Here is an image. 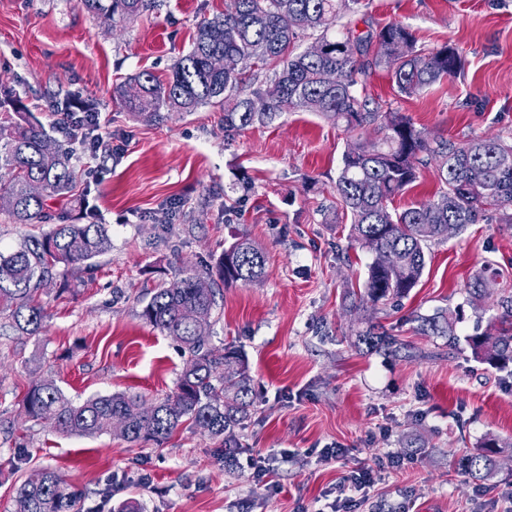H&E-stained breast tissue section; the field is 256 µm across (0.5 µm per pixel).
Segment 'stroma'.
Segmentation results:
<instances>
[{
    "label": "stroma",
    "mask_w": 512,
    "mask_h": 512,
    "mask_svg": "<svg viewBox=\"0 0 512 512\" xmlns=\"http://www.w3.org/2000/svg\"><path fill=\"white\" fill-rule=\"evenodd\" d=\"M225 0H156L153 10L112 28L77 0H0V82L50 126L69 98L99 115L109 151L77 150L75 197L105 224L107 255L67 272L42 299L45 332L14 331L0 314V512L16 483L48 469L77 493L80 512H111L137 499L143 512H325L329 495L358 463L393 452L358 512H512V371L449 353L445 339L416 332L414 319L463 307L456 332L487 329L512 289V223L492 212L430 244L426 267L401 307L356 309L348 289L373 256L349 237L333 189L348 134L315 113L224 131L213 106L171 113L163 123L134 117L116 85L143 70L163 77L188 52L197 23ZM348 20L359 31L396 21L429 51L449 43L464 66L413 97L376 71L363 93L382 110L411 117L433 141L481 136L512 142V0H363ZM246 237L268 258L265 277L222 288L206 340L248 362L256 395L237 435L234 464L224 442L180 426L163 446L103 433L64 436L30 420L22 400L50 378L74 400L130 392L154 402L170 393L188 356L177 340L139 316L154 288L184 263H215ZM483 275L489 294L470 302ZM375 327L408 344L412 358L357 347ZM417 451L404 446L406 435ZM504 447L497 475L476 483L455 461L485 439ZM25 442L28 460L15 457ZM346 458L322 461L330 444ZM272 459L268 492L253 460Z\"/></svg>",
    "instance_id": "obj_1"
}]
</instances>
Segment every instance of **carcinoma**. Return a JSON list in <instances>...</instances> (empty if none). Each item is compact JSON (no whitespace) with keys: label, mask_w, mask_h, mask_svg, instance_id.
Returning a JSON list of instances; mask_svg holds the SVG:
<instances>
[{"label":"carcinoma","mask_w":512,"mask_h":512,"mask_svg":"<svg viewBox=\"0 0 512 512\" xmlns=\"http://www.w3.org/2000/svg\"><path fill=\"white\" fill-rule=\"evenodd\" d=\"M88 13L105 16L117 27L137 17L145 0H80ZM361 0H225L224 12L203 18L189 51L176 59L164 79L142 71L115 88L125 107L138 117L160 122L163 113L194 112L211 105L224 111V132L266 125L286 112H315L343 125L350 140L343 152L335 190L350 217L351 237L375 253L361 288L352 290L354 308L398 305L419 281L426 266L428 242L445 240L490 211L512 223V144L496 137L476 138L449 147L432 142L400 113L369 107L357 77L385 71L397 92L413 97L463 69L458 50L446 43L427 53L412 32L398 22L358 33L343 22ZM292 15L297 27L283 29L280 18ZM318 33L326 47L318 56L296 50L299 38ZM280 87L276 98L265 94L260 77ZM377 126L373 141L365 129ZM437 163L440 190L433 198L402 211L394 199L415 181L420 155ZM72 154L52 138L10 88L0 87V215L14 224L52 220L46 201L73 190ZM112 241L105 225L52 224L30 235L15 249H0V313L9 312L15 329L35 335L45 327L41 291L58 269L74 270L107 254ZM266 273L263 250L247 238L224 248L210 266L184 265L169 285L155 290L139 317L153 329L173 336L190 356L173 391L154 403L151 415L138 394L115 393L70 398L46 379L24 396L27 414L66 435L114 433L127 442L162 444L187 422L212 437L235 443L234 430L245 427L254 405L241 352L216 350L196 337L214 306L216 282L228 286L251 282ZM502 309L496 332L460 338V312L437 310L416 317L418 330L443 336L448 346L464 340L474 360L494 369L512 364V293L497 301ZM369 349L389 350L396 340L383 332L359 336ZM489 439L475 454L458 460L470 479L487 481L497 472L496 448ZM77 494L54 472L14 488V512H68Z\"/></svg>","instance_id":"1"}]
</instances>
